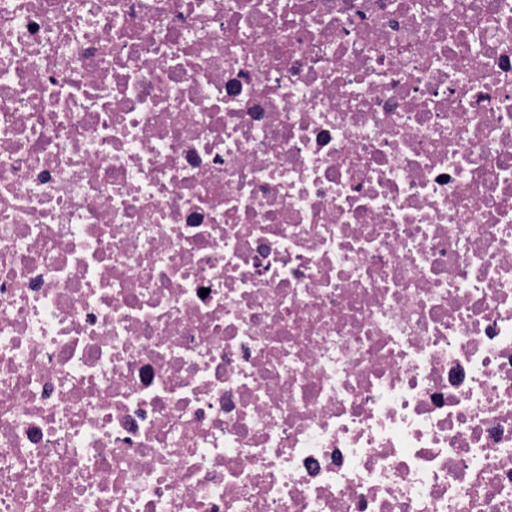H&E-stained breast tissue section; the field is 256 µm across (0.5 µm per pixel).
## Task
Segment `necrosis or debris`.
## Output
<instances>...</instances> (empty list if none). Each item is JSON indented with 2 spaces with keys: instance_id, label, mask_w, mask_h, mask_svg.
Here are the masks:
<instances>
[{
  "instance_id": "1",
  "label": "necrosis or debris",
  "mask_w": 512,
  "mask_h": 512,
  "mask_svg": "<svg viewBox=\"0 0 512 512\" xmlns=\"http://www.w3.org/2000/svg\"><path fill=\"white\" fill-rule=\"evenodd\" d=\"M0 512H512V0H0Z\"/></svg>"
}]
</instances>
